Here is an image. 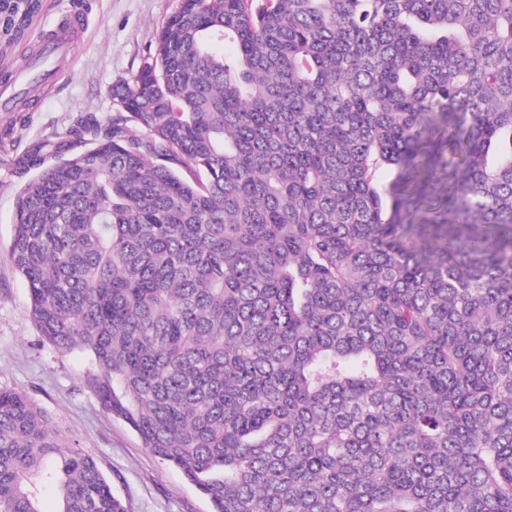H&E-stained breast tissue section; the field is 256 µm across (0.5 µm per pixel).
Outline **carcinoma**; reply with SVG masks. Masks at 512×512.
Wrapping results in <instances>:
<instances>
[{"label": "carcinoma", "mask_w": 512, "mask_h": 512, "mask_svg": "<svg viewBox=\"0 0 512 512\" xmlns=\"http://www.w3.org/2000/svg\"><path fill=\"white\" fill-rule=\"evenodd\" d=\"M112 103L12 160L101 407L210 512H512V0H181ZM44 479L127 512L1 386L0 512Z\"/></svg>", "instance_id": "cac0c4a2"}]
</instances>
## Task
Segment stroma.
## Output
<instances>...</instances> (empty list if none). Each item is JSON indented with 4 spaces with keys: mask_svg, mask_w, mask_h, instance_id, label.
Masks as SVG:
<instances>
[{
    "mask_svg": "<svg viewBox=\"0 0 512 512\" xmlns=\"http://www.w3.org/2000/svg\"><path fill=\"white\" fill-rule=\"evenodd\" d=\"M71 0H44L26 42L0 55V70H20L39 36L69 17ZM70 53L46 91L30 102L16 147L51 138L83 112L112 114V87L129 80L152 53L157 31L180 0H87ZM22 177L0 152V386L24 390L52 419L67 448L92 456L129 512H209L180 472L147 448L121 419L102 409L84 384L90 358L41 345L29 315V291L9 257Z\"/></svg>",
    "mask_w": 512,
    "mask_h": 512,
    "instance_id": "obj_1",
    "label": "stroma"
}]
</instances>
